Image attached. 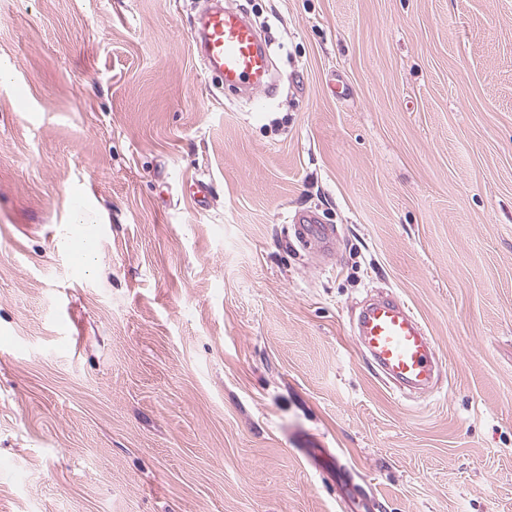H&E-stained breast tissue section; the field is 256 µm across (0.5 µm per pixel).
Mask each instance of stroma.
Wrapping results in <instances>:
<instances>
[{
	"mask_svg": "<svg viewBox=\"0 0 512 512\" xmlns=\"http://www.w3.org/2000/svg\"><path fill=\"white\" fill-rule=\"evenodd\" d=\"M202 2L0 0V512H512V0H230L249 100ZM388 295L425 395L352 341ZM191 37L202 66L224 88L267 87L269 45L241 11L215 1L192 18ZM353 342L382 379L400 391L425 392L442 367L432 336L404 302L376 298L353 325Z\"/></svg>",
	"mask_w": 512,
	"mask_h": 512,
	"instance_id": "1",
	"label": "stroma"
}]
</instances>
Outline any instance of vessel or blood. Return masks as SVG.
Masks as SVG:
<instances>
[{
	"instance_id": "1",
	"label": "vessel or blood",
	"mask_w": 512,
	"mask_h": 512,
	"mask_svg": "<svg viewBox=\"0 0 512 512\" xmlns=\"http://www.w3.org/2000/svg\"><path fill=\"white\" fill-rule=\"evenodd\" d=\"M191 37L204 69L225 87H267L269 46L241 11L215 0L192 18ZM352 339L378 376L399 390L433 388L442 361L432 337L406 303L383 297L368 301L353 325Z\"/></svg>"
}]
</instances>
